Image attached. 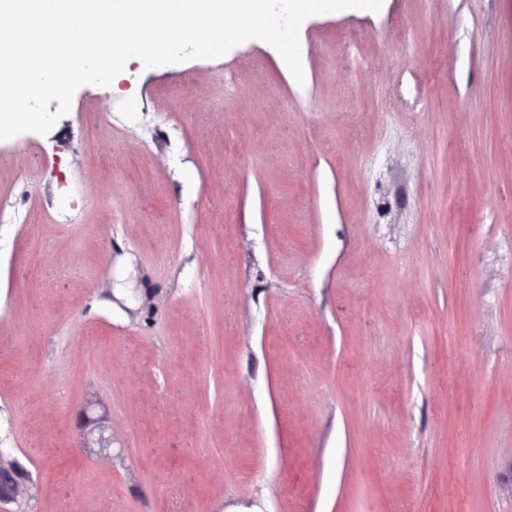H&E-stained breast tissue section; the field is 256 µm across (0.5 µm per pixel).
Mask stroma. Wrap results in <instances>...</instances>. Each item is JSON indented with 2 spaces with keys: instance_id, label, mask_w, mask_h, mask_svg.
<instances>
[{
  "instance_id": "stroma-1",
  "label": "stroma",
  "mask_w": 512,
  "mask_h": 512,
  "mask_svg": "<svg viewBox=\"0 0 512 512\" xmlns=\"http://www.w3.org/2000/svg\"><path fill=\"white\" fill-rule=\"evenodd\" d=\"M128 61L0 140V512H512V0ZM107 419V457L86 453ZM32 498V482L23 474L21 464L10 453L0 450L1 504L20 505Z\"/></svg>"
}]
</instances>
